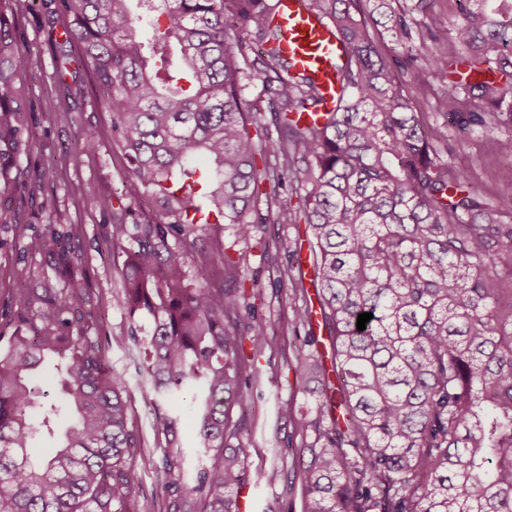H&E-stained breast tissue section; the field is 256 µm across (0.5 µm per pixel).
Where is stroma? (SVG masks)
<instances>
[{
    "mask_svg": "<svg viewBox=\"0 0 512 512\" xmlns=\"http://www.w3.org/2000/svg\"><path fill=\"white\" fill-rule=\"evenodd\" d=\"M416 0H391L396 14L411 20L412 38L396 43L390 36L372 32L378 51L396 57L416 55L419 62L407 74L417 111L422 112L431 135L447 138L454 149L453 162L468 178L469 187L489 199L512 195V158L502 156L498 140L512 135L505 127L465 129L444 125L436 119L438 100L452 96L450 74L430 75L421 55L431 43L426 27L427 15L415 11ZM16 32L22 43L38 57L39 64L28 74L25 98L30 134L22 151V164L27 178L14 190L12 206L28 224L22 240H13L6 229H0V256L7 263L32 272V286L63 287V280L47 260L34 248L38 235L44 233L47 218L39 209L43 196L54 197L58 211L71 224L81 225L83 237L77 243L82 266L89 285L95 288L105 314L104 336L109 357L116 371L125 375L128 400L145 445L132 462L134 477L141 490L149 495L160 492L158 468L162 450L155 443L152 422L154 410L142 395V377L128 338L134 328L121 295L123 251L132 241L114 246L109 226L116 219L137 224L152 216L154 201L131 198L122 192L124 161L119 143L113 138L108 114L89 85L88 70L78 54H71L69 65H62L58 40L68 20L58 12L55 0H16ZM96 129L100 137L95 148L79 151L85 131ZM67 165L68 182L50 179L54 163ZM298 229L289 224L257 225L250 239H239L232 224H199L188 236L192 252L210 251L214 242H222L227 253L242 261L245 278L258 279L261 290L251 302L264 316L274 333L276 345L263 349L254 363L256 378L242 401L232 406L233 416H244L247 425L238 441L244 445L250 469L266 474L260 483H247L250 512H303L304 500L299 479L297 448L302 437L296 433L282 411L293 407L296 413L313 420L318 416L321 397L318 384L299 390L292 364L306 331L294 328L293 292L289 283L277 284L270 258L287 264L294 250Z\"/></svg>",
    "mask_w": 512,
    "mask_h": 512,
    "instance_id": "1",
    "label": "stroma"
}]
</instances>
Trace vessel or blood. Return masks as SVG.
Returning a JSON list of instances; mask_svg holds the SVG:
<instances>
[{"label":"vessel or blood","mask_w":512,"mask_h":512,"mask_svg":"<svg viewBox=\"0 0 512 512\" xmlns=\"http://www.w3.org/2000/svg\"><path fill=\"white\" fill-rule=\"evenodd\" d=\"M273 21L281 30L282 54L315 81L325 99L334 98V64L344 53L334 30L308 10L305 0H278Z\"/></svg>","instance_id":"vessel-or-blood-1"}]
</instances>
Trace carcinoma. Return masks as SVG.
<instances>
[{
  "instance_id": "carcinoma-1",
  "label": "carcinoma",
  "mask_w": 512,
  "mask_h": 512,
  "mask_svg": "<svg viewBox=\"0 0 512 512\" xmlns=\"http://www.w3.org/2000/svg\"><path fill=\"white\" fill-rule=\"evenodd\" d=\"M70 18L96 92L105 97L120 138L125 195L158 206L143 224L111 225L124 251L123 302L130 319L150 329L129 336L137 349L153 428L164 444L160 487L166 512H238L236 489L259 481L243 448L224 452L246 427L226 410L256 371L244 353L272 348L268 324L240 289V261L218 245L197 257L178 240L194 225H237L248 239L257 224H305L307 250L291 254L288 280L303 305L293 323L308 327L295 357L297 387L317 359L323 402L303 464L304 512H512V198L493 202L471 190L442 155L404 93L400 63L378 53L369 26L388 0H309L336 29L346 57L336 63V108L314 82L294 73L273 26L276 0H56ZM0 0V226L17 239L28 225L12 210L22 182L26 126L23 78L38 58L17 37ZM454 38L469 50L455 73L465 126L512 128V0H461ZM433 45L423 57L437 74L448 68L443 20L429 15ZM410 36L404 17L386 27ZM253 33L265 43L249 59ZM483 72L491 78L472 79ZM262 82L277 137L252 136L257 110L243 81ZM325 111V122L293 113ZM290 186L296 203L272 208ZM48 232L36 243L63 288H20L1 314L0 512H156L140 491L132 460L142 442L125 377L100 343V301L71 244L79 224L53 228L54 202L39 203ZM306 255H301V252ZM224 275L213 276L215 257ZM201 283H180L189 259ZM313 273L310 304L302 266ZM371 313L366 329L357 318ZM320 317L330 340L326 369L311 329ZM53 370L60 403L32 386ZM195 391L200 456L214 457L192 476L177 443L178 414L159 402ZM73 415L65 427L62 414ZM44 435L52 447L37 449Z\"/></svg>"
}]
</instances>
